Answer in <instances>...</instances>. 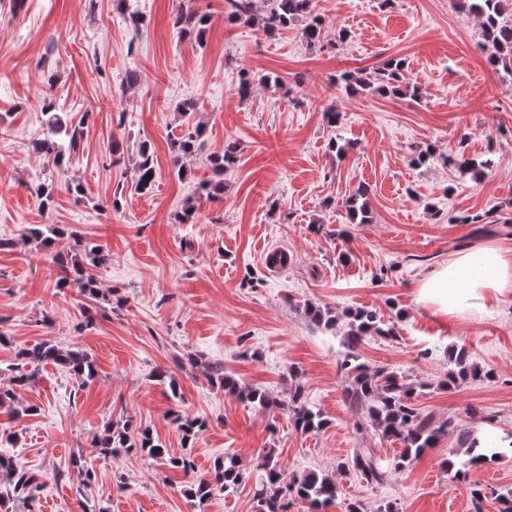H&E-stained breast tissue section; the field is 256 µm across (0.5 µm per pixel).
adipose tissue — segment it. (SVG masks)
Listing matches in <instances>:
<instances>
[{
    "mask_svg": "<svg viewBox=\"0 0 512 512\" xmlns=\"http://www.w3.org/2000/svg\"><path fill=\"white\" fill-rule=\"evenodd\" d=\"M512 291V252L488 242L460 249L423 277L417 303L448 317L465 310H485L490 298Z\"/></svg>",
    "mask_w": 512,
    "mask_h": 512,
    "instance_id": "obj_1",
    "label": "adipose tissue"
}]
</instances>
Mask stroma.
<instances>
[{"label": "stroma", "mask_w": 512, "mask_h": 512, "mask_svg": "<svg viewBox=\"0 0 512 512\" xmlns=\"http://www.w3.org/2000/svg\"><path fill=\"white\" fill-rule=\"evenodd\" d=\"M332 45L309 48L299 29L269 36L228 22L224 0H0V383L17 349L51 340L87 351L98 375L80 386L71 372L42 366L19 394L33 415L0 408V453L46 475L40 512H253L258 462L274 451L283 482L314 470L336 476L328 512L362 502L367 512L393 503L400 512H469V489L512 488V456L468 463L455 436L400 470V442L380 438L345 398L338 369L341 328L315 325L306 303L338 314L376 310L391 338L360 349L419 385L414 403L435 420L477 431L512 432V292L485 311L448 318L415 302L420 280L465 246L481 244L462 215L512 220V74L492 67L477 18L458 0H314ZM143 23L132 29L129 12ZM206 13L202 40L182 35L179 12ZM406 64L416 95L351 96L337 83L346 71L390 59ZM283 77L289 94L262 85L239 93L240 71ZM67 125L85 133L51 209L32 191L51 174L35 144L47 134L40 96L46 72ZM141 80L127 86L128 72ZM197 104L206 146L187 159L184 178L171 166L181 134L175 107ZM341 118L328 126L326 107ZM239 158L224 192L198 200L193 223L177 219L186 198L211 176L210 153L226 141ZM157 160L150 194L131 192L140 143ZM433 159L414 164L421 150ZM462 152L490 169L463 174L445 155ZM80 182L82 198L67 189ZM364 188L370 220L349 223L344 203ZM59 224L101 244L102 264L88 267L112 306L82 331L90 298L56 286L57 270L24 238L27 227ZM285 249L288 266L266 258ZM467 348L487 377L447 388L449 345ZM223 365L243 385L265 389L281 408L265 411L214 386L207 368ZM168 371L176 389L159 384ZM328 424L296 430L284 404L294 386ZM206 428L185 442L174 414ZM150 428L175 456L190 454L193 477L138 454L97 458L90 484L70 461L109 422ZM372 449L391 473L379 485L338 471L354 449ZM233 453L243 481L213 491L203 504L193 480L212 476L213 461ZM65 476L52 481L55 470ZM460 477H453V470Z\"/></svg>", "instance_id": "stroma-1"}]
</instances>
